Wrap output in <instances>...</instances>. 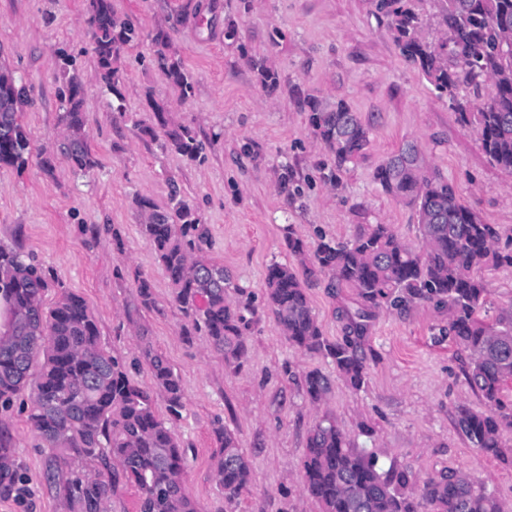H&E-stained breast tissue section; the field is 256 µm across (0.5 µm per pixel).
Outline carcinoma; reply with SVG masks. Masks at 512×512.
Wrapping results in <instances>:
<instances>
[{"mask_svg": "<svg viewBox=\"0 0 512 512\" xmlns=\"http://www.w3.org/2000/svg\"><path fill=\"white\" fill-rule=\"evenodd\" d=\"M376 8L390 19L399 55L420 69L462 124L476 127L490 162L512 173V0H440L439 24L447 37L438 41L421 36L413 0H377ZM90 9L92 53L101 78L119 97L113 63L139 33L112 11L111 0H90ZM153 43L168 83L182 99L190 98L193 76L168 55V36L158 33ZM69 66L63 58L58 122L64 138L58 151L74 169L86 171L96 159L85 132L82 80ZM25 100V88L1 66V165L19 167L31 152L18 117ZM302 105L336 170L361 157L369 128L344 101L322 106L305 98ZM153 115L162 147L196 158L201 144L195 129L172 122L157 105ZM404 152L402 147L380 164L375 181L415 209L418 245L404 241L392 224H360L347 241L322 236L312 246L290 234L288 251L298 265L267 267L266 305L292 346L330 358L338 377L355 390L368 376L365 336L379 310L402 313L427 302L448 313L439 335L466 354L464 379L482 404L480 411L457 406L455 426L472 447L503 460L512 456V307L487 318L485 273L512 267V249L499 247L496 227L460 200L448 178L413 159L395 166ZM137 206L144 212L139 233L155 250L172 300L188 318L185 336L204 334L227 368L240 369L255 309L229 298L236 284L207 257L209 228L175 185L167 205L142 198ZM323 282L333 297L345 289L354 296L353 304L337 308L344 333L336 340L324 336L309 298L308 290ZM46 288L43 272L28 256L0 245V293L12 310L10 336L0 340V406L29 393L28 420L47 449L42 478L63 512H108L112 496L127 484L139 491L137 512H197L183 485L185 455L173 429L185 408L178 373L140 326L138 361L148 367L153 388L140 386L126 362L102 344L87 300L64 291L47 308ZM155 305L151 285L139 281L134 312ZM329 388L319 369L303 378L313 405ZM157 394L165 399V418L156 409ZM212 433L220 455L218 484L231 503L251 483V461L221 422ZM25 481L15 449L0 441V495L20 492ZM300 481L321 512H506L495 490L454 470L420 481L407 470L383 471L379 457L354 447L330 415L309 431Z\"/></svg>", "mask_w": 512, "mask_h": 512, "instance_id": "carcinoma-1", "label": "carcinoma"}]
</instances>
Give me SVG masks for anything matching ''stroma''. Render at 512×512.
I'll list each match as a JSON object with an SVG mask.
<instances>
[{
  "mask_svg": "<svg viewBox=\"0 0 512 512\" xmlns=\"http://www.w3.org/2000/svg\"><path fill=\"white\" fill-rule=\"evenodd\" d=\"M112 7L143 34L120 52L116 96L97 75L89 0H0V64L26 88L20 120L32 145L24 168L0 167V243L43 267L50 282L45 305L64 289L84 296L108 350L133 358L135 326L148 328L181 378L185 410L174 429L186 452L185 490L198 512H320L302 490L299 471L309 430L323 411L357 447L375 451L382 467L407 468L421 479L461 471L488 481L512 504V462L483 455L454 426L457 405L481 404L464 382L463 355L434 343L441 317L430 304L416 303L402 315L379 312L368 332L364 387L355 391L335 378L318 408L305 398L302 380L316 368L333 375L332 364L293 348L262 307L267 266L291 260L288 235L312 243L321 231L348 240L357 225L383 223L417 243L414 211L374 179L376 167L407 142L486 223L512 236V174L489 161L476 129L462 126L399 56L373 0H112ZM160 29L193 75L189 99L179 97L153 60L151 40ZM63 52L82 76L88 144L98 161L83 176L52 153L61 135L56 73ZM256 59L276 73V85L262 81ZM298 90L326 105L345 101L370 127L363 157L338 185L319 179L327 153L297 104ZM156 104L198 131L202 159L163 151L145 133ZM47 155L49 173L41 166ZM174 185L208 224L212 260L259 308L238 371L226 368L205 336L185 337L187 320L138 233L137 199L164 203ZM116 231L120 251L112 241ZM141 277L151 282L156 306L134 324L128 312ZM28 403L22 397L0 412V429L30 477L22 499L0 496V512H62L41 479L45 455L27 420ZM217 417L252 462L249 491L230 505L216 479ZM363 421L373 435L361 433Z\"/></svg>",
  "mask_w": 512,
  "mask_h": 512,
  "instance_id": "stroma-1",
  "label": "stroma"
}]
</instances>
